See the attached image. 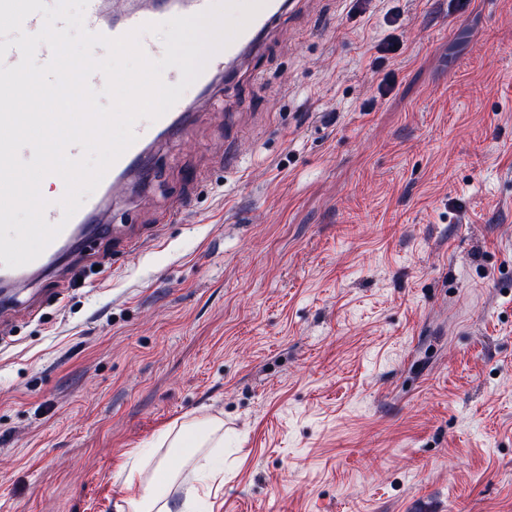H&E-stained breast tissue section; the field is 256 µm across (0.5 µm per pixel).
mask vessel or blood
Segmentation results:
<instances>
[{
	"label": "vessel or blood",
	"instance_id": "obj_1",
	"mask_svg": "<svg viewBox=\"0 0 512 512\" xmlns=\"http://www.w3.org/2000/svg\"><path fill=\"white\" fill-rule=\"evenodd\" d=\"M298 0H264V3L243 31L224 49L215 53L198 78L204 90L218 88L220 81L231 82L240 77L264 46L271 26L291 13ZM211 0H168L165 7H147L116 18L105 14L104 0H89L84 12V26L92 33L116 38L147 22H161L175 16L191 15L209 7ZM193 103L181 100L155 121L141 120L135 125L137 140L110 167L100 184V194L86 199L71 219H64L58 204H50L45 216L50 223H63L64 228L31 263L18 267H0V286L15 287L18 283L56 270L59 260L83 245L92 234L93 224L101 208L102 198L124 189L130 182L140 187L150 184V161L156 143L170 137L188 123L194 114Z\"/></svg>",
	"mask_w": 512,
	"mask_h": 512
}]
</instances>
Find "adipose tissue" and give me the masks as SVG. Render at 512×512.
I'll return each instance as SVG.
<instances>
[{
    "label": "adipose tissue",
    "instance_id": "obj_1",
    "mask_svg": "<svg viewBox=\"0 0 512 512\" xmlns=\"http://www.w3.org/2000/svg\"><path fill=\"white\" fill-rule=\"evenodd\" d=\"M223 445L224 423L217 418L167 427L150 447L129 454L120 473L126 494L116 512H169L164 495L177 482L182 464L191 463L198 484L208 483L224 469Z\"/></svg>",
    "mask_w": 512,
    "mask_h": 512
}]
</instances>
